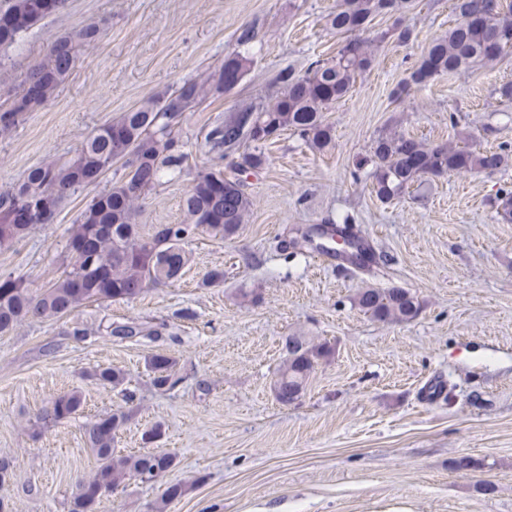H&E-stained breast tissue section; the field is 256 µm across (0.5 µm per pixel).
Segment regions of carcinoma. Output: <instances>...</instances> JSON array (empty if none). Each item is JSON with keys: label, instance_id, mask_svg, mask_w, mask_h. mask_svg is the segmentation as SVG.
Returning <instances> with one entry per match:
<instances>
[{"label": "carcinoma", "instance_id": "1", "mask_svg": "<svg viewBox=\"0 0 512 512\" xmlns=\"http://www.w3.org/2000/svg\"><path fill=\"white\" fill-rule=\"evenodd\" d=\"M41 0H0V19H9L8 32H0V45L11 44L34 24L46 18ZM404 0H341L327 15L326 24L347 36L329 61L316 60L302 73L284 69L276 77L279 91L268 104L245 108L212 126L204 137L212 164L197 172L182 202L184 220L179 224H156L144 234L136 218L141 203L159 185L164 173L180 175L187 170L190 153L180 140L185 112L211 93H221L240 83L249 59L235 52L224 64L201 80L188 79L158 97L149 98L112 121L93 130L66 160H50L27 171L23 179L0 191V246L22 239L40 224L53 220L61 201L98 183L116 164L123 176L93 197L77 222L68 229L62 275L40 291L12 277L0 278V333L13 330L27 319H61L92 302L138 299L151 286L175 281L189 262L187 242L206 233L222 239L235 235L251 211L253 201L245 191L244 176L265 168L267 145L290 131L309 148L323 152L333 141V127L324 112L343 99L357 78L374 63L371 40L363 37L375 17L394 18L393 25L378 33L383 41L394 37L402 44L413 39V31L395 15ZM457 16L448 34L435 40L420 63L393 90L397 97L414 86L446 74H464L484 65L512 48V2L503 0H455ZM101 25L92 23L76 36H61L47 48L28 72L24 88L9 103L0 105V135L15 129L27 113L46 105L59 85L74 69L79 46L97 41ZM238 160L224 163L232 155ZM506 149L476 150L469 146L430 143L404 134L381 135L373 143L372 192L382 201L404 196L431 176L469 172L492 173L507 163ZM47 205L31 224L17 222L19 212L34 203ZM334 236L348 238L362 252H338L359 269L372 264L370 248L355 231L349 217L333 224ZM355 305L383 323L415 319L422 303L414 294L403 299L399 288H364ZM135 322L112 324L109 335L125 339L141 336ZM288 356L273 383L276 400L288 405L303 394L320 362L333 348L300 337L286 343ZM177 362L172 356L153 353L146 368L154 388L172 389ZM91 378L104 388L124 384L121 370L110 366L96 369ZM84 398L72 391L54 399L41 415L59 422L82 413ZM123 413L99 417L85 427L84 436L98 466L76 487L72 512H94L100 490L117 488L129 475L150 481L172 465L163 455H132L118 452L116 433L124 423Z\"/></svg>", "mask_w": 512, "mask_h": 512}]
</instances>
